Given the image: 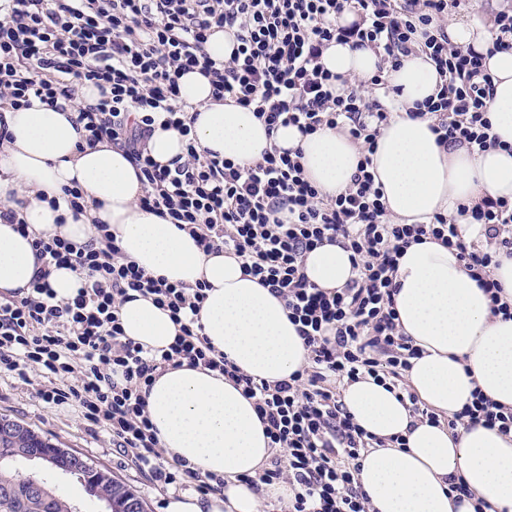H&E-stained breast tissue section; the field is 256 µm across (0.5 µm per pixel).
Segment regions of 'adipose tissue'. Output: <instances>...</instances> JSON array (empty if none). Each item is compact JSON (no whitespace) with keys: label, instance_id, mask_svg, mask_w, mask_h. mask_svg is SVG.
I'll return each instance as SVG.
<instances>
[{"label":"adipose tissue","instance_id":"ef3b65f1","mask_svg":"<svg viewBox=\"0 0 512 512\" xmlns=\"http://www.w3.org/2000/svg\"><path fill=\"white\" fill-rule=\"evenodd\" d=\"M448 37L487 53L489 134L512 145V51H491L486 28L466 18L449 23ZM322 62L333 73L367 79L377 56L334 44ZM437 81L420 55L389 74L399 93L385 101L391 117L372 170L398 222L454 215L486 196L512 200V152L444 150L429 120L408 117L416 103L435 94ZM179 84L182 99L198 114L192 131L203 148L241 164L259 159L272 142L299 148L307 176L323 193L337 195L349 184L359 155L346 135L322 130L304 136L290 126L270 137L252 110L215 100L204 75L185 74ZM4 115L13 139L0 146V200L26 198L21 214L29 232L0 223V294L29 288L38 267L31 234L55 233L82 245L101 222L137 266L188 287L206 284L201 334L244 372L272 382L304 367L306 350L283 302L246 275L234 256L204 253L186 232L140 209L143 187L130 156L107 143L83 146L74 108L62 112L37 101ZM74 183L86 194V211L59 222L47 200ZM304 271L319 287H343L353 275L351 254L336 244L317 247L306 254ZM395 283L401 330L423 351L407 372L420 400L448 416L479 390L512 408V319L491 316L484 291L456 251L428 238L411 245L398 260ZM119 315L125 336L147 349L168 347L177 333L168 311L135 292ZM343 402L369 434L406 439L402 448L369 449L362 460L358 479L370 512H475L478 500L495 512H512V435L480 424L451 431L414 421L395 392L370 378L346 385ZM147 410L170 461L187 460L225 480L223 498L204 502L175 493L167 512H263L264 501L284 505L291 499L284 482L262 496L246 485L271 450L252 400L223 376L187 365L166 370L150 389ZM452 476L474 489L475 500L454 504Z\"/></svg>","mask_w":512,"mask_h":512}]
</instances>
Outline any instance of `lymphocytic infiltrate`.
I'll list each match as a JSON object with an SVG mask.
<instances>
[{
    "mask_svg": "<svg viewBox=\"0 0 512 512\" xmlns=\"http://www.w3.org/2000/svg\"><path fill=\"white\" fill-rule=\"evenodd\" d=\"M458 0H0V108L33 101L76 104L74 84L97 88L98 99L76 105L83 143L107 142L126 151L144 191L140 208L188 231L206 253L238 258L248 275L281 299L307 350V363L268 383L246 374L200 334L205 285L188 288L145 272L115 244L108 225L77 247L57 234L32 241L40 270L22 297L0 300V370L15 373L42 403L75 404L87 433L107 434L151 484L223 495L224 478L187 461L169 462L146 410L157 376L184 365L219 372L253 399L272 453L251 477L254 490L288 483V512H369L358 484L367 449L400 448L403 438L378 440L346 410L348 383L372 377L396 391L418 420L436 414L411 391L406 373L419 349L398 327L394 308L397 260L423 237L457 250L490 298L492 315L512 318L492 270L512 257V201L485 198L460 208L482 227L467 240L455 218L434 214L423 224L389 215L370 170L371 155L390 113L375 90L405 58L419 54L439 77L437 94L416 106L431 121L440 146H490L486 117L492 77L485 57L448 38ZM355 19L340 25L341 15ZM217 31L237 48L224 61L205 50ZM368 48L375 74L352 81L331 73L321 58L330 44ZM199 70L215 99L255 112L274 134L294 126L310 135L345 134L360 158L349 185L323 197L301 166V151L266 147L239 164L202 148L196 121L180 98L179 79ZM185 139L182 157L161 165L147 150L156 120ZM350 251L354 277L324 289L304 273L307 253L323 244ZM77 267L84 284L57 299L52 268ZM153 297L179 327L173 345L149 350L126 338L119 306L129 293ZM480 423L512 433V409L482 394L447 419L449 429Z\"/></svg>",
    "mask_w": 512,
    "mask_h": 512,
    "instance_id": "f902f5d3",
    "label": "lymphocytic infiltrate"
}]
</instances>
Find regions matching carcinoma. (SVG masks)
<instances>
[{
    "label": "carcinoma",
    "instance_id": "cac0c4a2",
    "mask_svg": "<svg viewBox=\"0 0 512 512\" xmlns=\"http://www.w3.org/2000/svg\"><path fill=\"white\" fill-rule=\"evenodd\" d=\"M51 445L49 439L14 420L0 427V512H71L73 502L69 498L53 486L48 491L33 490L18 467L27 456ZM75 478L84 487H94L97 495L112 500L115 512H127L126 504L130 502L137 512H145L144 501L101 468L93 465Z\"/></svg>",
    "mask_w": 512,
    "mask_h": 512
}]
</instances>
